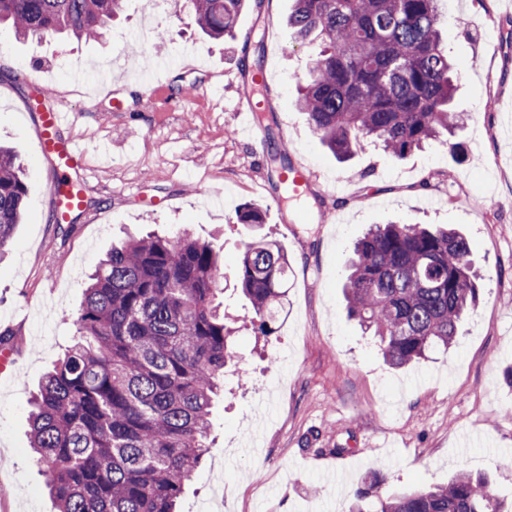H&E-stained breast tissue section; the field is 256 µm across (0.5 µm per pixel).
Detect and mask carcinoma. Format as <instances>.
<instances>
[{
  "label": "carcinoma",
  "mask_w": 512,
  "mask_h": 512,
  "mask_svg": "<svg viewBox=\"0 0 512 512\" xmlns=\"http://www.w3.org/2000/svg\"><path fill=\"white\" fill-rule=\"evenodd\" d=\"M128 0H0V24L44 39L103 37ZM439 0H294L288 36L321 49L297 105L313 134L346 160L366 139L396 159L461 127L456 67L439 29ZM199 28L231 36L246 0H186ZM27 193L14 151L0 146V251L21 223ZM259 226V206L238 210ZM288 257L261 236L244 243L237 283L262 336L283 307ZM348 315L402 367L448 348L479 296L468 239L453 228L375 224L354 245ZM224 277L211 243L184 229L112 247L93 274L78 340L43 377L29 417L30 447L57 512H178L211 444L214 399L232 358ZM349 512H512L483 477L397 492L356 490Z\"/></svg>",
  "instance_id": "1"
}]
</instances>
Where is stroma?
<instances>
[{
  "mask_svg": "<svg viewBox=\"0 0 512 512\" xmlns=\"http://www.w3.org/2000/svg\"><path fill=\"white\" fill-rule=\"evenodd\" d=\"M293 0H263L237 18L235 34L206 36L182 0H129L96 41L65 35L19 41L0 26V143L14 148L27 179L24 219L0 254V512H57L30 450L29 400L75 334L88 276L126 234L189 227L213 243L233 292L243 243L237 222L248 202L291 265L285 309L272 335L238 324L224 396L212 410L211 448L188 484L180 512H345L374 478L408 490L444 486L457 473L487 477L512 498V0H441L442 36L458 75L454 108L468 122L447 143L403 159L364 142L337 161L295 104L299 79L319 52L288 38ZM166 30V41L138 34ZM170 70L151 107L150 57ZM262 56L269 70L259 99L268 140L313 175L308 222L278 209L260 186L275 180L268 156L241 133L235 112L246 86L235 71ZM223 74L221 98L181 102L179 87ZM63 99L76 121L63 127L83 149L86 208L57 222L25 103L33 77ZM335 190H328V183ZM222 190L219 206L202 190ZM448 224L471 241L479 302L456 343L428 361L390 366L347 316L342 295L349 249L373 224ZM345 456H338V449Z\"/></svg>",
  "mask_w": 512,
  "mask_h": 512,
  "instance_id": "35a3bbf8",
  "label": "stroma"
}]
</instances>
